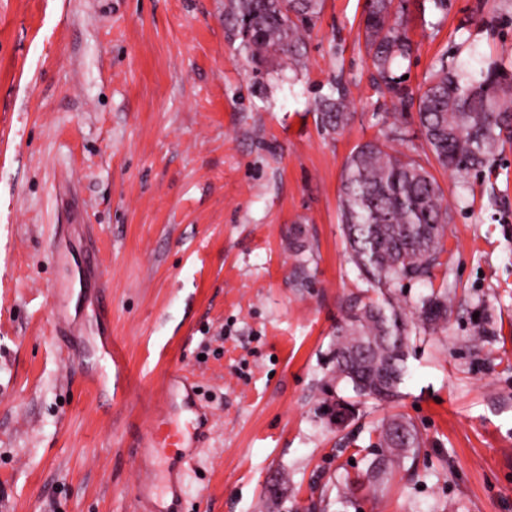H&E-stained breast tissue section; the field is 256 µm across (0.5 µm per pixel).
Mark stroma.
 Masks as SVG:
<instances>
[{"label":"stroma","mask_w":512,"mask_h":512,"mask_svg":"<svg viewBox=\"0 0 512 512\" xmlns=\"http://www.w3.org/2000/svg\"><path fill=\"white\" fill-rule=\"evenodd\" d=\"M367 7L323 0L292 67L251 61L224 0H0V512H144L173 474L181 512H340L337 475L396 413L422 453L358 486V512H512V133L483 171L439 167L372 84ZM405 18L411 90L443 58L512 71V0H407ZM340 83L353 118L333 133L317 105ZM395 125L450 206L436 278L456 296L401 398L342 425L321 409L349 394L326 354L367 288L343 167ZM173 372L195 408L164 404ZM160 412L202 417L190 462L152 457Z\"/></svg>","instance_id":"stroma-1"}]
</instances>
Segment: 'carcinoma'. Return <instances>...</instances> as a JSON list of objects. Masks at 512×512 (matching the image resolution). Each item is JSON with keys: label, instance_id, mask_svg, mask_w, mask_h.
Here are the masks:
<instances>
[{"label": "carcinoma", "instance_id": "obj_1", "mask_svg": "<svg viewBox=\"0 0 512 512\" xmlns=\"http://www.w3.org/2000/svg\"><path fill=\"white\" fill-rule=\"evenodd\" d=\"M321 0H224V19L242 40L251 58L278 53L291 62L305 50L304 33L319 17ZM365 41L373 84L398 98L401 111L416 109L428 149L442 167L457 173L489 167L501 136L512 132V84L501 66H490L482 79L466 81L443 62L426 89L414 97L395 76L392 65L411 53L404 19L392 12V0H370ZM323 126L344 128L351 118L345 89L318 104ZM341 222L350 261L376 298L349 304L336 326L329 362L334 379L345 383L354 400L336 397L327 414L344 421L355 417L362 399L392 400L409 376L412 325L392 289L403 283L432 279L443 265L449 214L443 191L420 163L403 159L375 139L357 145L347 158L341 189ZM452 286L430 288L415 302L420 327H434L448 318ZM422 438L403 414L385 420L378 441L362 458L358 476L387 475L405 462L416 463ZM345 474L336 490L342 512L355 506L353 486Z\"/></svg>", "mask_w": 512, "mask_h": 512}]
</instances>
